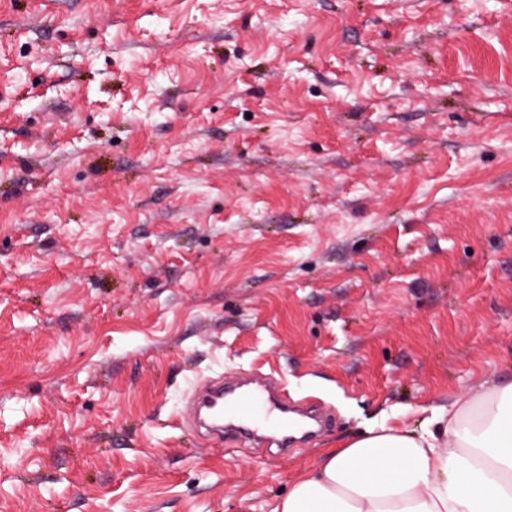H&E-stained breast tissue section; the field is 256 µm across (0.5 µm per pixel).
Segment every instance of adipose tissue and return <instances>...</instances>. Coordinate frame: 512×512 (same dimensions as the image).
<instances>
[{
    "label": "adipose tissue",
    "mask_w": 512,
    "mask_h": 512,
    "mask_svg": "<svg viewBox=\"0 0 512 512\" xmlns=\"http://www.w3.org/2000/svg\"><path fill=\"white\" fill-rule=\"evenodd\" d=\"M274 512H512V378L483 379L420 428L326 450Z\"/></svg>",
    "instance_id": "1"
}]
</instances>
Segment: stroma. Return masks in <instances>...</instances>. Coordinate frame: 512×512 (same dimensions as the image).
Masks as SVG:
<instances>
[{
	"label": "stroma",
	"instance_id": "35a3bbf8",
	"mask_svg": "<svg viewBox=\"0 0 512 512\" xmlns=\"http://www.w3.org/2000/svg\"><path fill=\"white\" fill-rule=\"evenodd\" d=\"M510 375L512 0H0V512H273ZM207 392L216 397L206 400L199 407V410L201 411L204 408H209L215 410L219 414L218 421L220 428L218 431L222 434L224 432V413L225 415L227 414L230 419L235 420L238 423L236 425L238 427L241 425L255 426L252 420L256 417L255 409L258 406V401L256 398L261 397L264 401V404L270 407V394L262 387H256L247 392H239L235 394L227 406H224L225 394L223 387L214 389L209 386Z\"/></svg>",
	"mask_w": 512,
	"mask_h": 512
}]
</instances>
